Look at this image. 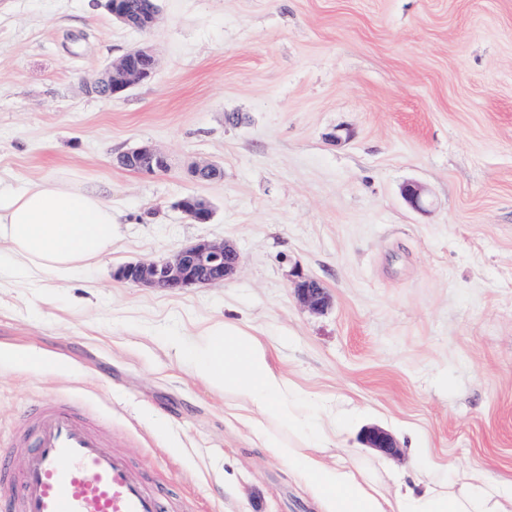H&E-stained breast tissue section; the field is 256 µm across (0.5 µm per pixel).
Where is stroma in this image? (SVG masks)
Wrapping results in <instances>:
<instances>
[{"label":"stroma","mask_w":512,"mask_h":512,"mask_svg":"<svg viewBox=\"0 0 512 512\" xmlns=\"http://www.w3.org/2000/svg\"><path fill=\"white\" fill-rule=\"evenodd\" d=\"M151 33L103 0H0V177L107 188L112 249L64 283L0 276V446L67 400L182 512H321L311 488L168 346L216 324L269 347L329 460L398 480L428 449L512 487V0H157ZM142 46L154 78L85 91ZM236 123H228V116ZM151 143L167 170L120 155ZM221 180L188 175L197 163ZM426 191L418 210L405 184ZM205 199L210 223L177 207ZM200 240L241 255L226 282L166 292L115 278ZM331 303L305 308L297 273ZM361 440L374 450L392 457L399 455V449L395 438L388 431L371 426L363 430Z\"/></svg>","instance_id":"obj_1"}]
</instances>
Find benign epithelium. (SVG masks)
Wrapping results in <instances>:
<instances>
[{
    "label": "benign epithelium",
    "mask_w": 512,
    "mask_h": 512,
    "mask_svg": "<svg viewBox=\"0 0 512 512\" xmlns=\"http://www.w3.org/2000/svg\"><path fill=\"white\" fill-rule=\"evenodd\" d=\"M107 10L124 25L147 33L161 22L156 7L129 12L123 0H107ZM158 67L153 50L147 46L132 50L121 58L109 62L90 89L102 98H120L134 86L151 80ZM121 165L143 174H154L168 168V157L150 143H143L120 156ZM192 175L201 181L219 180L222 170L210 163L195 166ZM177 207L194 223L207 224L213 210L208 202L188 196L177 202ZM241 266V256L234 245L222 241H199L178 250L165 259L128 264L118 276L128 282L165 291L224 282L233 278ZM300 302L312 312H322L330 305V295L320 281L302 273L293 283ZM361 440L370 448L387 456L396 457L399 449L388 431L371 426L363 430Z\"/></svg>",
    "instance_id": "1"
}]
</instances>
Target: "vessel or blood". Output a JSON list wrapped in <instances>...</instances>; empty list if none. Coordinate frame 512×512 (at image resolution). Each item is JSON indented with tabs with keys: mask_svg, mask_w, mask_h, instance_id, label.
I'll return each mask as SVG.
<instances>
[{
	"mask_svg": "<svg viewBox=\"0 0 512 512\" xmlns=\"http://www.w3.org/2000/svg\"><path fill=\"white\" fill-rule=\"evenodd\" d=\"M14 512H163L164 502L104 433L72 405L33 415Z\"/></svg>",
	"mask_w": 512,
	"mask_h": 512,
	"instance_id": "1",
	"label": "vessel or blood"
}]
</instances>
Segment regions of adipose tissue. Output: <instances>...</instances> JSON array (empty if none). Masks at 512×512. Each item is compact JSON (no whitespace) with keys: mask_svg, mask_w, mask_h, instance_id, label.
<instances>
[{"mask_svg":"<svg viewBox=\"0 0 512 512\" xmlns=\"http://www.w3.org/2000/svg\"><path fill=\"white\" fill-rule=\"evenodd\" d=\"M112 224V206L102 193L52 178L21 188L0 181V241L10 244V261L30 275L70 279L111 248ZM184 353L204 380L251 406L257 433H264L269 419L288 428L291 439L266 445L297 470L323 512H512V489L489 486L478 471L442 484L426 461L417 469L415 486L397 488L389 497L381 490L383 478L328 464L312 451L300 403L272 367L267 347L237 325L193 337Z\"/></svg>","mask_w":512,"mask_h":512,"instance_id":"ef3b65f1","label":"adipose tissue"}]
</instances>
